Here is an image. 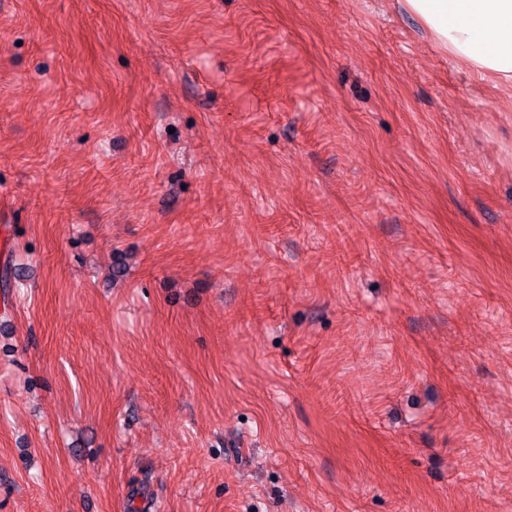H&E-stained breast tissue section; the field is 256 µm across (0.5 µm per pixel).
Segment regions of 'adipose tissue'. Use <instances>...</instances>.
<instances>
[{
    "label": "adipose tissue",
    "instance_id": "obj_1",
    "mask_svg": "<svg viewBox=\"0 0 512 512\" xmlns=\"http://www.w3.org/2000/svg\"><path fill=\"white\" fill-rule=\"evenodd\" d=\"M449 58L512 87V0H399Z\"/></svg>",
    "mask_w": 512,
    "mask_h": 512
}]
</instances>
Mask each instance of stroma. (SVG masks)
I'll return each instance as SVG.
<instances>
[{"instance_id":"35a3bbf8","label":"stroma","mask_w":512,"mask_h":512,"mask_svg":"<svg viewBox=\"0 0 512 512\" xmlns=\"http://www.w3.org/2000/svg\"><path fill=\"white\" fill-rule=\"evenodd\" d=\"M0 512H512V89L396 0H0Z\"/></svg>"}]
</instances>
